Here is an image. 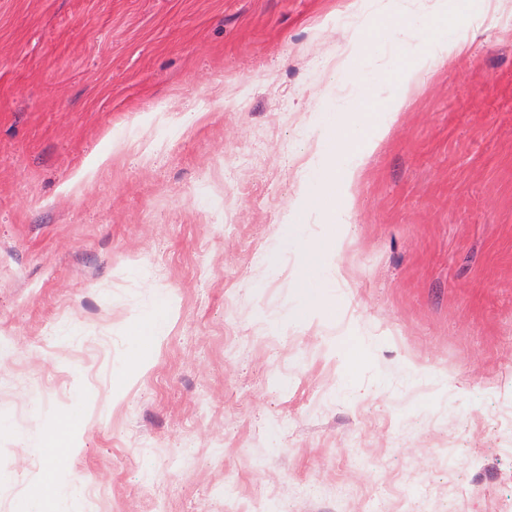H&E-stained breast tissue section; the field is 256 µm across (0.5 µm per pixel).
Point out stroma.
<instances>
[{
	"instance_id": "stroma-1",
	"label": "stroma",
	"mask_w": 512,
	"mask_h": 512,
	"mask_svg": "<svg viewBox=\"0 0 512 512\" xmlns=\"http://www.w3.org/2000/svg\"><path fill=\"white\" fill-rule=\"evenodd\" d=\"M369 157L295 319L350 0H0V512H512V0ZM168 327L138 366L132 319ZM78 430L36 445L49 414ZM27 444H18L14 432Z\"/></svg>"
}]
</instances>
